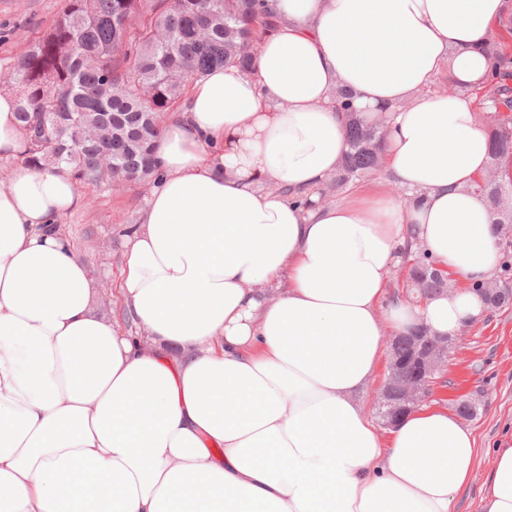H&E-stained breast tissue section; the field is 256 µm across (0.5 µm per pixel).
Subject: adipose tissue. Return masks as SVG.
Returning a JSON list of instances; mask_svg holds the SVG:
<instances>
[{"instance_id":"1","label":"adipose tissue","mask_w":512,"mask_h":512,"mask_svg":"<svg viewBox=\"0 0 512 512\" xmlns=\"http://www.w3.org/2000/svg\"><path fill=\"white\" fill-rule=\"evenodd\" d=\"M249 70L190 82L153 143L160 175L125 246L135 336L93 312L96 280L59 221L65 168L22 165L0 90V512H453L476 438L422 406L381 434L360 402L384 353L378 310L407 241L467 285L396 306V330L480 319L501 229L475 179L492 139L472 99L512 0H270ZM387 129V173L337 205L334 101ZM282 191L271 194L261 186ZM277 297H269L267 288ZM485 512H512V445Z\"/></svg>"}]
</instances>
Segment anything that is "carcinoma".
Listing matches in <instances>:
<instances>
[{
	"instance_id": "obj_1",
	"label": "carcinoma",
	"mask_w": 512,
	"mask_h": 512,
	"mask_svg": "<svg viewBox=\"0 0 512 512\" xmlns=\"http://www.w3.org/2000/svg\"><path fill=\"white\" fill-rule=\"evenodd\" d=\"M146 17L139 31L126 20ZM277 23L266 0H174L148 8L147 0H68L55 23L14 59L10 81L29 140L24 164L70 167L82 185L136 186L157 170L155 137L185 95L189 82L217 67L247 70L263 30ZM497 63L487 89L491 105L512 109V57L498 42ZM346 112L349 146L336 189L381 172L379 124L365 122L339 94ZM116 128L117 140L96 142L86 131ZM512 157V128L493 133L489 167L500 170ZM505 184L479 189L499 205ZM409 297L419 303L448 288V272L416 255L410 267Z\"/></svg>"
}]
</instances>
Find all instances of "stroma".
<instances>
[{"label":"stroma","instance_id":"stroma-1","mask_svg":"<svg viewBox=\"0 0 512 512\" xmlns=\"http://www.w3.org/2000/svg\"><path fill=\"white\" fill-rule=\"evenodd\" d=\"M67 0H0V70L29 42L43 34L62 13ZM83 208L65 215L78 254L97 276L94 311L138 333L125 316L117 288L125 261L123 224L141 220L148 188L82 186ZM476 406L466 419L477 439V456L470 482L455 495L454 512H484V485L493 467L494 450L512 440V306L487 310L484 317L452 337L448 362L429 394V403L451 410L462 399Z\"/></svg>","mask_w":512,"mask_h":512}]
</instances>
